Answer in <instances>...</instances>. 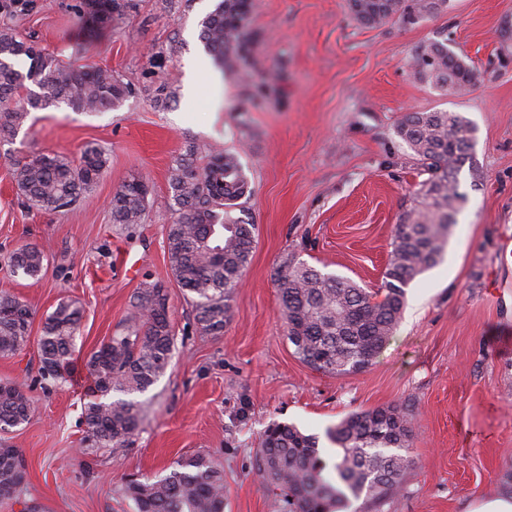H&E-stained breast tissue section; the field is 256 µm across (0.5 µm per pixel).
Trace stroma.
Returning <instances> with one entry per match:
<instances>
[{
  "mask_svg": "<svg viewBox=\"0 0 512 512\" xmlns=\"http://www.w3.org/2000/svg\"><path fill=\"white\" fill-rule=\"evenodd\" d=\"M6 2L0 25L37 37L75 70L106 68L134 88L109 111L30 113L17 136L0 140V291L32 311L27 347L0 357V381L26 379L35 409L4 436L28 472L12 512L26 501L45 512H133L121 493L126 478L165 475L196 452L224 469V512H270L272 494L251 471L269 424L321 435L349 413L395 404L415 411L414 464L402 493L378 512H465L496 497L512 469V0H449L437 18L373 27L353 18L348 0H252V81L266 85L259 108L230 68L185 89L214 0H133L122 20L96 32L83 26L77 0ZM437 37L481 75L464 95H441L412 74L413 47ZM161 85L174 95L164 109L153 102ZM435 110L459 113L473 129L458 176L466 199L444 256L410 284L397 330L369 369L314 370L288 342L275 274L296 253L322 272L380 287L400 216L427 177L397 127L406 113ZM88 145L110 158L88 197L53 212L23 206L18 164L39 152L76 158ZM191 145L202 166L237 152L253 188L252 257L218 335L197 327L166 249L169 168ZM135 174L151 189L142 223L126 231L107 203ZM25 244L47 254L39 277L9 267ZM146 283L168 294L173 361L138 396L133 446L85 456L86 358L120 328ZM64 300L81 309L80 331L66 382L47 386L38 340Z\"/></svg>",
  "mask_w": 512,
  "mask_h": 512,
  "instance_id": "1",
  "label": "stroma"
}]
</instances>
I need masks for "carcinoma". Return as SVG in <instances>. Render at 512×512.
Listing matches in <instances>:
<instances>
[{"label": "carcinoma", "instance_id": "cac0c4a2", "mask_svg": "<svg viewBox=\"0 0 512 512\" xmlns=\"http://www.w3.org/2000/svg\"><path fill=\"white\" fill-rule=\"evenodd\" d=\"M127 0H79L84 23L102 29L121 19ZM349 8L364 26L397 18L414 24L448 9V0H353ZM251 0H219L200 22V39L220 69L234 64L244 80L253 69L248 31ZM21 61L26 73L14 68ZM410 67L418 78L446 96L464 94L478 75L465 58L448 48V39L416 45ZM38 87L26 88L25 81ZM132 88L99 68L78 75L46 52L32 37L0 27V138L15 136L29 113L57 103L74 112L117 107ZM397 132L421 161L428 178L416 191L414 206L396 225L389 262L380 288L368 292L357 283L321 272L290 256L276 272L281 311L294 354L311 368L341 376L372 365L395 332L405 304L406 288L436 266L448 245L465 196L457 174L469 160L471 128L454 112H409ZM191 145L170 168L172 220L167 254L172 273L191 294L194 319L206 333L224 331L231 301L250 263L256 225L243 218L250 199L249 179L230 152L197 166ZM109 160L100 149L86 147L78 160L37 153L15 173L18 189L30 209L58 211L85 198L105 172ZM149 181L139 175L119 185L109 200L112 222L130 230L141 223ZM46 254L36 245L13 251L9 265L16 274L36 278ZM382 295L379 301L374 300ZM82 315L73 302L62 301L48 315L38 342L41 380L65 379ZM31 311L18 297L0 293V357L27 347ZM175 333L169 320L165 289H140L123 328L92 352L86 369L94 399L84 404L87 440L111 454L128 451L141 422L140 403L130 395L143 392L171 365ZM23 380L0 382V433L28 422L33 415ZM337 448L334 475H326L319 437L293 425L273 423L256 450L252 473L274 491L272 512H338L349 497L365 495L376 508L396 497L414 464L413 415L399 405L350 413L325 431ZM26 482L23 456L17 448H0V506L19 501ZM122 495L133 512H224V470L206 453L174 462L165 476L130 478Z\"/></svg>", "mask_w": 512, "mask_h": 512}]
</instances>
